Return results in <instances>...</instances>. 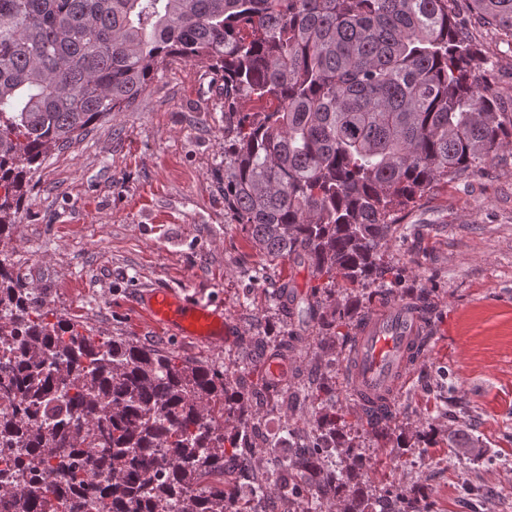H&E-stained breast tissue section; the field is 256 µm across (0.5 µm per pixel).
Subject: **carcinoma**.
Instances as JSON below:
<instances>
[{
    "label": "carcinoma",
    "instance_id": "obj_1",
    "mask_svg": "<svg viewBox=\"0 0 512 512\" xmlns=\"http://www.w3.org/2000/svg\"><path fill=\"white\" fill-rule=\"evenodd\" d=\"M452 0H0V245L13 238L33 173L49 152L133 105L165 61L224 74L233 119L224 142V207L266 256L303 258L341 276L342 307L308 309L337 331L350 369L355 283L381 279L379 252L394 212L512 146V115L497 110L481 49L462 35ZM512 43V0H469ZM260 104L237 112L240 97ZM52 312L0 258V452L22 448L59 481L13 462L25 512H432L417 486L387 498L359 486L365 455L347 439L332 367L292 389L231 385L206 364H179L123 337L86 335ZM346 331H340V328ZM291 336H253L265 359L288 360ZM319 404L257 441L267 415ZM371 434L391 439L387 405L354 403ZM217 419L224 429L211 427ZM297 437L271 469L260 452Z\"/></svg>",
    "mask_w": 512,
    "mask_h": 512
}]
</instances>
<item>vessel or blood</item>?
Here are the masks:
<instances>
[{
    "instance_id": "obj_1",
    "label": "vessel or blood",
    "mask_w": 512,
    "mask_h": 512,
    "mask_svg": "<svg viewBox=\"0 0 512 512\" xmlns=\"http://www.w3.org/2000/svg\"><path fill=\"white\" fill-rule=\"evenodd\" d=\"M139 303L152 322L207 345L223 344L221 307L193 300L176 290L154 287ZM423 321L417 311L397 301L377 309L361 324L356 338L351 386L369 400L389 397L406 380Z\"/></svg>"
}]
</instances>
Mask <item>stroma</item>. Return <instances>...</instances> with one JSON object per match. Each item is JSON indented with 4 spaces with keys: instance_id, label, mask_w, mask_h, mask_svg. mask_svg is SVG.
<instances>
[{
    "instance_id": "stroma-1",
    "label": "stroma",
    "mask_w": 512,
    "mask_h": 512,
    "mask_svg": "<svg viewBox=\"0 0 512 512\" xmlns=\"http://www.w3.org/2000/svg\"><path fill=\"white\" fill-rule=\"evenodd\" d=\"M483 51L499 111L512 114V46L454 0ZM380 253L389 273L358 288L359 316L424 291L430 343L391 401L390 427L404 447L369 433L351 413L344 366L333 375L346 432L368 458L373 489L423 482L433 512H512V148L434 185L397 214ZM5 252L30 292L99 336H123L179 361L235 376L253 336H297L287 369L310 371L323 331L306 312L326 286L308 262L269 260L224 207V81L200 63L158 68L135 104L51 151L34 174ZM222 306L220 346L166 334L133 303L155 287ZM292 287L293 315L275 294ZM476 439L452 448L448 436Z\"/></svg>"
}]
</instances>
